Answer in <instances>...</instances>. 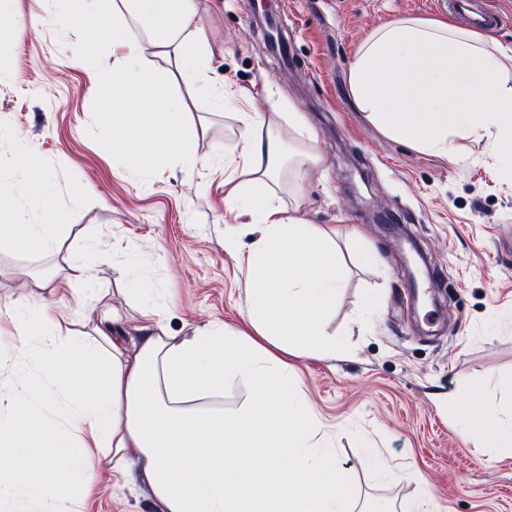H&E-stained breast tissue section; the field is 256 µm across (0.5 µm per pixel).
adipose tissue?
Masks as SVG:
<instances>
[{"mask_svg":"<svg viewBox=\"0 0 512 512\" xmlns=\"http://www.w3.org/2000/svg\"><path fill=\"white\" fill-rule=\"evenodd\" d=\"M50 23L75 32L77 60L93 68L106 144L130 169L151 175L164 162L198 165L203 130L172 92L177 76L197 83L199 111L233 109L241 132L224 154L243 165L225 177L228 209L247 210L257 228L242 264L251 280L246 318L169 334L161 311L142 302L132 341L101 329L70 335L47 300L51 283L31 274L32 305L0 311L11 343L0 342V512H80L97 470L135 471L159 512H354L342 492L324 425L295 384L287 355L336 348L327 318L348 275L335 237L291 214L273 185L288 172L301 188L321 157L300 121L262 136L259 112L216 82L209 63L221 46L195 0H46ZM125 48L111 68L95 63L102 44ZM154 60L142 59L143 45ZM139 57L129 68L128 56ZM512 47L444 20L401 18L377 28L349 70L358 108L393 137L448 153L451 135L493 126V151L512 178ZM32 208L10 202L0 183V246L64 254L83 266V246L65 247V224L33 223L52 210L49 177L27 144L16 146ZM249 399L225 409L239 384ZM473 442L512 450V415L494 407L451 408Z\"/></svg>","mask_w":512,"mask_h":512,"instance_id":"ef3b65f1","label":"adipose tissue"}]
</instances>
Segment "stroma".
Wrapping results in <instances>:
<instances>
[{"instance_id":"35a3bbf8","label":"stroma","mask_w":512,"mask_h":512,"mask_svg":"<svg viewBox=\"0 0 512 512\" xmlns=\"http://www.w3.org/2000/svg\"><path fill=\"white\" fill-rule=\"evenodd\" d=\"M19 25L0 31V174L23 200L17 142L36 151L53 186L55 223L94 240L86 268L70 274L61 258L0 250V306H26L29 273L56 267L68 290L57 313L107 314L128 338L143 321L130 291L153 288L170 333L219 322L243 323L250 281L228 251L248 214L224 203V149L239 136L233 112L189 111L203 135L194 171L168 162L143 176L124 168L100 141L89 70L74 66V33L57 31L44 0H14ZM224 52L210 63L216 82L243 91L263 112L265 129L285 130L300 112L322 157L304 184L299 216L345 236L356 229L371 258L352 255L329 328L343 343L323 358L289 356L300 390L331 432L356 512H512V454L478 448L448 413L461 402L512 407L498 384L512 373V179L489 144L495 132L454 138L449 154L414 148L372 124L353 101L350 64L380 24L401 17L446 20L436 0H197ZM282 17L292 66L266 45L256 17ZM428 260L429 305H411L397 234ZM378 308L361 315L365 293ZM379 449L409 470L392 479L367 459ZM84 512H156L133 478L100 472Z\"/></svg>"}]
</instances>
